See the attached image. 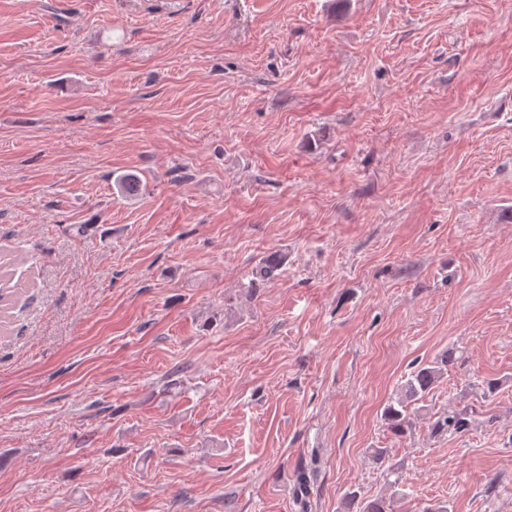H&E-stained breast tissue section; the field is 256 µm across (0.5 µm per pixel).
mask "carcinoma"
I'll list each match as a JSON object with an SVG mask.
<instances>
[{"label": "carcinoma", "mask_w": 512, "mask_h": 512, "mask_svg": "<svg viewBox=\"0 0 512 512\" xmlns=\"http://www.w3.org/2000/svg\"><path fill=\"white\" fill-rule=\"evenodd\" d=\"M283 273L282 260L271 255L259 268L258 277L265 283L275 282ZM453 350H448L440 358L415 367L404 385V397L386 407L384 421L391 433L397 437L405 435L412 423L409 411L410 403L430 393L439 379L448 372V365L453 362ZM475 409L469 407H452L443 411L435 428L446 430L451 434H461L474 422Z\"/></svg>", "instance_id": "obj_1"}]
</instances>
